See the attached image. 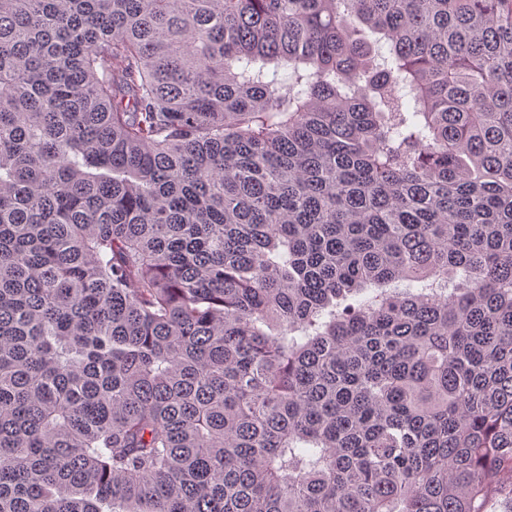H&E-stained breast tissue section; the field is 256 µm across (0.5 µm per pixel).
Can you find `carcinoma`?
<instances>
[{"label":"carcinoma","instance_id":"cac0c4a2","mask_svg":"<svg viewBox=\"0 0 512 512\" xmlns=\"http://www.w3.org/2000/svg\"><path fill=\"white\" fill-rule=\"evenodd\" d=\"M105 504L512 512V0H0V512Z\"/></svg>","mask_w":512,"mask_h":512}]
</instances>
